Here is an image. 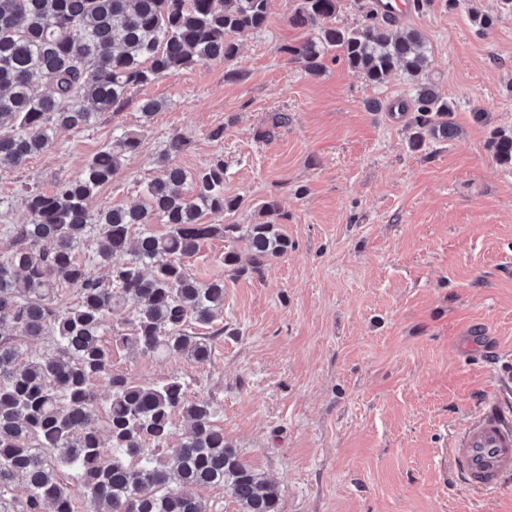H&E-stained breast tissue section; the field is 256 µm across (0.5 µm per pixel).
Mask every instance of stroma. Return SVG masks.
<instances>
[{
	"instance_id": "1",
	"label": "stroma",
	"mask_w": 512,
	"mask_h": 512,
	"mask_svg": "<svg viewBox=\"0 0 512 512\" xmlns=\"http://www.w3.org/2000/svg\"><path fill=\"white\" fill-rule=\"evenodd\" d=\"M296 6L270 0L262 30L240 37L239 79L220 61L159 76L118 113L58 131L24 166L0 164V257L13 246L8 225L28 218L24 185L49 193L77 178L113 129L141 144L93 196L95 211L138 204L172 135L187 172L223 156L224 194L244 204L204 223L255 224L273 200L292 250L263 276H235L224 254L246 252V240H203L189 272L224 282V333L209 358L116 348L113 373L176 377L188 398L212 399L225 439L280 487L279 512H512V490L488 498L452 485L444 453L512 377L488 358L512 355V166L488 146L492 130L512 131V15L498 0L456 11L429 0L402 21L424 35L425 78L453 102L459 129L415 149L389 110L414 82L398 71L375 87L340 63L309 74L285 51L311 34L291 25ZM474 9L497 18L486 34ZM145 98L162 104L147 123ZM279 113L288 122L277 127Z\"/></svg>"
}]
</instances>
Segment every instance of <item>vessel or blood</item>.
<instances>
[{
    "mask_svg": "<svg viewBox=\"0 0 512 512\" xmlns=\"http://www.w3.org/2000/svg\"><path fill=\"white\" fill-rule=\"evenodd\" d=\"M448 456L463 486L487 496L512 488V400H484L454 434Z\"/></svg>",
    "mask_w": 512,
    "mask_h": 512,
    "instance_id": "b4317fda",
    "label": "vessel or blood"
}]
</instances>
